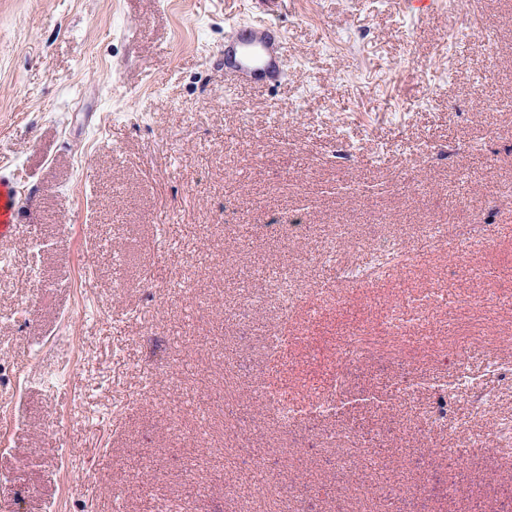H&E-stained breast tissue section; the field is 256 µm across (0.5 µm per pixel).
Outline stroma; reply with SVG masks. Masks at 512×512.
<instances>
[{
	"label": "stroma",
	"instance_id": "obj_1",
	"mask_svg": "<svg viewBox=\"0 0 512 512\" xmlns=\"http://www.w3.org/2000/svg\"><path fill=\"white\" fill-rule=\"evenodd\" d=\"M422 18L405 0H0V172L18 188L19 234L0 240V365L65 373L80 412L38 379L0 383V512H242L225 482L269 463L296 484L287 512H389L333 471L349 436L398 434L384 454L394 489L457 512L441 453L453 426L418 433L468 360L512 413L486 364L512 359V0H484L497 58L481 69L460 18L471 0ZM285 33L280 84L224 85V37L255 17ZM364 47L327 49L355 32ZM400 111L394 121L388 114ZM350 161H331L339 139ZM304 211L307 239L272 237ZM481 214L493 250L445 251L324 292L312 241L397 237ZM46 246L32 255L29 232ZM287 258L303 297L291 323L259 307L230 316L262 268ZM48 292L33 300L35 288ZM435 291L441 307L390 333L394 298ZM18 320L5 314L18 307ZM281 338L280 360L265 339ZM371 354L342 379L351 337ZM421 383L411 399L397 379ZM302 384L335 392L340 414L293 429L250 400ZM129 409H121L122 401ZM254 420L248 453L237 422ZM512 453L476 459L467 512H512Z\"/></svg>",
	"mask_w": 512,
	"mask_h": 512
}]
</instances>
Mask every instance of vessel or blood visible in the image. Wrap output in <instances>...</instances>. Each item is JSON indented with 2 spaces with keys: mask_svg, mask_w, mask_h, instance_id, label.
<instances>
[{
  "mask_svg": "<svg viewBox=\"0 0 512 512\" xmlns=\"http://www.w3.org/2000/svg\"><path fill=\"white\" fill-rule=\"evenodd\" d=\"M283 33L271 23L256 19L233 25L224 38V80L227 83L274 85L287 76ZM18 202L13 180L0 177V239L18 230Z\"/></svg>",
  "mask_w": 512,
  "mask_h": 512,
  "instance_id": "1",
  "label": "vessel or blood"
}]
</instances>
